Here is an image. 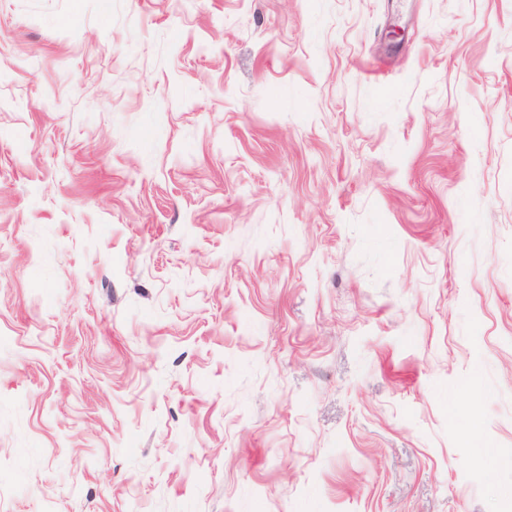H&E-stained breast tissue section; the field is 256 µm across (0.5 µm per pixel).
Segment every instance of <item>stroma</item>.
Masks as SVG:
<instances>
[{
  "label": "stroma",
  "mask_w": 512,
  "mask_h": 512,
  "mask_svg": "<svg viewBox=\"0 0 512 512\" xmlns=\"http://www.w3.org/2000/svg\"><path fill=\"white\" fill-rule=\"evenodd\" d=\"M512 0H0V512H512Z\"/></svg>",
  "instance_id": "stroma-1"
}]
</instances>
